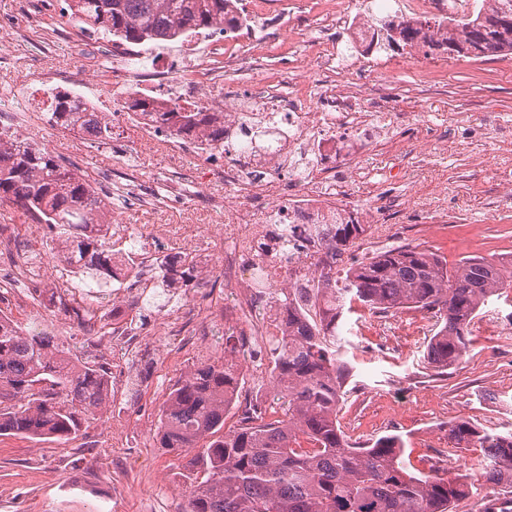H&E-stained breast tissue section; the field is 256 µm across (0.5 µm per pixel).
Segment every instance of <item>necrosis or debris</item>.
Masks as SVG:
<instances>
[{"label": "necrosis or debris", "mask_w": 512, "mask_h": 512, "mask_svg": "<svg viewBox=\"0 0 512 512\" xmlns=\"http://www.w3.org/2000/svg\"><path fill=\"white\" fill-rule=\"evenodd\" d=\"M493 0H407L412 17H434L441 26L433 36H448L446 21L449 15H462L475 7L490 8ZM234 24L224 29L198 33L186 46L182 62L166 61L156 45L129 46L116 41L113 56L128 60L130 66L112 73L115 85H133L138 95L185 109H201L224 125V147L215 149L199 136H175L163 132L150 116L123 106L104 112L98 100L89 94L81 95L83 107L93 119L109 116L113 125L135 128L141 139L155 142L171 155L194 158L204 169L207 178L224 181L230 192L224 198V223L212 238L215 247L224 252L220 277L232 295L221 306L202 298L194 309L177 311L162 319L164 332L185 345L196 348L211 334L215 319L234 326L245 346L261 343L278 326L280 315L268 300L266 289L254 285V271L263 268L268 287L291 288L296 274L315 276L305 255L296 249H283L276 231L288 229L298 235L312 224H332L337 216H350L348 207L336 200V175L345 173L355 178L359 170L350 161L351 138L359 133L373 140L383 137V130L368 124V115L354 109L350 95L332 94L321 110L304 108L303 98L294 104L282 101L276 92H268L262 100L261 112L243 113L239 99L217 93L216 87L224 74L223 65L213 60L214 47H221L226 57L237 54L242 38L277 30L285 21L279 15L258 7H244L240 0L232 6ZM333 21L341 23L348 32V42L362 56L373 57L376 37L367 21L365 9L350 8L336 13ZM261 120L278 130L269 147L260 151L244 149L241 145L242 120ZM305 158L307 174H299L295 157ZM293 182L289 194L271 192L272 182ZM266 212L267 223L256 221L258 212Z\"/></svg>", "instance_id": "necrosis-or-debris-1"}]
</instances>
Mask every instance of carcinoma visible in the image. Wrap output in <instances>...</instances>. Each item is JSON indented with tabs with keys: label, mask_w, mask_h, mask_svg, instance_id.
Returning a JSON list of instances; mask_svg holds the SVG:
<instances>
[{
	"label": "carcinoma",
	"mask_w": 512,
	"mask_h": 512,
	"mask_svg": "<svg viewBox=\"0 0 512 512\" xmlns=\"http://www.w3.org/2000/svg\"><path fill=\"white\" fill-rule=\"evenodd\" d=\"M231 0H71L82 26L129 44H161L224 23ZM495 8L448 18V40L429 45L456 58L512 54V0ZM378 50L395 52L428 22L403 16L378 18ZM131 107L171 135H206L224 147V128L202 110L161 106L136 98ZM51 125L87 133L78 100H58L45 113ZM16 203L37 224L66 240L81 263L82 278L103 288L112 282V243L90 230L104 224L110 203L89 175L69 169L45 148L0 130V201ZM365 224H333L315 234L333 264L306 288L272 293L281 307V336L267 355L276 416L255 405L224 428L238 407L243 374L235 364L201 362L170 388L159 414V445L178 452L198 449L202 478H189L183 512H453L479 486L499 488L479 512H512V431L480 428L468 420L448 423L452 451L482 449L484 464L452 476L433 468H408L405 442L381 436L368 446L351 444L338 423L352 366L338 344L353 304L372 311L415 310L435 319L423 359L444 371L459 364L470 345V326L489 298L512 288V255L467 256L453 265L419 244L354 255ZM157 286L198 278L193 262L155 258ZM345 276L336 278V267ZM106 363L61 343L45 329L26 330L0 317V436L67 442L110 403Z\"/></svg>",
	"instance_id": "carcinoma-1"
}]
</instances>
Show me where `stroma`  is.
Returning a JSON list of instances; mask_svg holds the SVG:
<instances>
[{"label":"stroma","instance_id":"1","mask_svg":"<svg viewBox=\"0 0 512 512\" xmlns=\"http://www.w3.org/2000/svg\"><path fill=\"white\" fill-rule=\"evenodd\" d=\"M348 0H263L270 12L286 11L288 28L243 46L245 65L224 71L228 95L259 94L275 84L285 97L308 88L311 99L348 89L365 112H400L380 143L355 156L359 177L340 191L346 205L379 208L391 202L382 223L370 227L360 249L387 248L385 225L400 228L399 242L420 244L456 263L467 255L512 253V55L457 59L440 55L416 62L381 52L376 63L346 55L343 29L323 33L324 9ZM36 0H0V20L23 30L9 42L13 64L0 67V112H24L42 96V78L55 72L80 80L91 69L69 16L34 17ZM310 63L302 71L299 59ZM24 138L43 144L61 164L89 175L109 174L112 207L119 223L203 224L224 221L220 208L195 213L168 209L165 197L175 172L191 173L190 158L141 148L133 131L113 129L97 140L38 123ZM28 229L21 269L37 262L47 287L29 294L27 278L11 283L26 300L12 317L21 326L46 324L55 291L71 287L51 237L36 230L22 210L0 202V225ZM161 310L149 306L136 327L154 333L156 346L172 351L157 363L152 353L126 356L132 372L129 410L142 420L113 426L111 409L98 412L83 436L66 442L0 436V512H183L195 449L159 448L158 410L169 387L201 361L224 359L213 336L196 356H178L175 340L163 337ZM512 288L484 307L471 324L470 351L447 376H436L422 352L432 333L430 315L405 311L380 317L370 312L345 318L342 351L353 365L338 418L351 440L386 435L407 438L405 458L418 468L448 453V424L467 419L486 429H512Z\"/></svg>","mask_w":512,"mask_h":512}]
</instances>
